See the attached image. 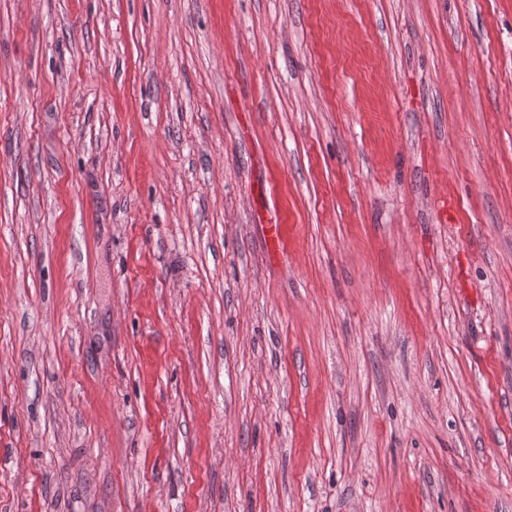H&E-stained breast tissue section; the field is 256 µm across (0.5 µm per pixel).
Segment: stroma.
<instances>
[{
    "label": "stroma",
    "instance_id": "stroma-1",
    "mask_svg": "<svg viewBox=\"0 0 512 512\" xmlns=\"http://www.w3.org/2000/svg\"><path fill=\"white\" fill-rule=\"evenodd\" d=\"M0 512H512V0H0Z\"/></svg>",
    "mask_w": 512,
    "mask_h": 512
}]
</instances>
